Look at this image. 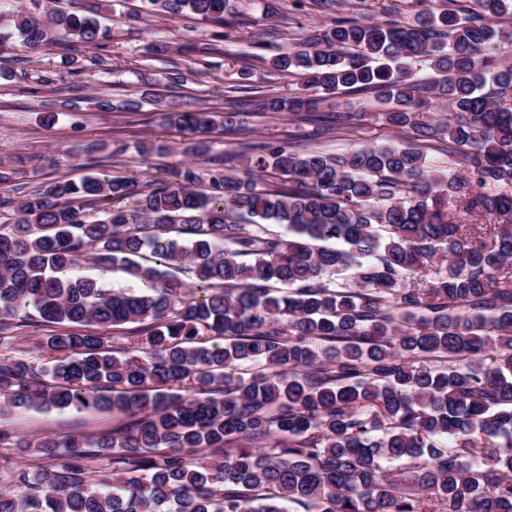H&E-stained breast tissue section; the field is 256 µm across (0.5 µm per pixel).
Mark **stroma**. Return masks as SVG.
<instances>
[{
	"mask_svg": "<svg viewBox=\"0 0 512 512\" xmlns=\"http://www.w3.org/2000/svg\"><path fill=\"white\" fill-rule=\"evenodd\" d=\"M99 7V20L111 28L112 39L105 65H92L93 50L70 56L50 46L27 57L20 36H13L0 50V169L14 173L16 182L34 189L57 180L77 181L104 170L114 176L145 181L163 177L173 167L195 162L210 166L213 156L240 151L242 144L267 141L300 143L324 152L346 151V135H313V126L287 113L260 116L241 112L237 131L216 126L209 134L210 154L192 157L190 140L178 127L165 122L156 103L172 111L224 112L226 94L241 84L242 73L265 94L290 96L298 92L295 80L270 71L257 58L258 33L265 32L275 49L288 50L300 34L325 26L316 0H305L294 10L293 0H280L278 16L268 18L260 0H237V24L228 39L214 41V25L186 22L170 15L148 17L143 0H91ZM348 16H365L374 22L411 20L422 0H344ZM169 44L163 55H151V43ZM187 72L180 87L168 88L160 76L169 66ZM50 76L42 85L41 76ZM112 104L100 111L97 100ZM141 102L139 111L126 101ZM56 113L53 124H44L43 113ZM151 146L142 155L141 145ZM75 274L92 277L114 289L151 293V282L119 266H101L83 258ZM121 413L59 411L35 406L19 407L7 419L15 435L36 440L53 435L98 436L127 423Z\"/></svg>",
	"mask_w": 512,
	"mask_h": 512,
	"instance_id": "stroma-1",
	"label": "stroma"
}]
</instances>
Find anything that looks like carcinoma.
Masks as SVG:
<instances>
[{
    "instance_id": "1",
    "label": "carcinoma",
    "mask_w": 512,
    "mask_h": 512,
    "mask_svg": "<svg viewBox=\"0 0 512 512\" xmlns=\"http://www.w3.org/2000/svg\"><path fill=\"white\" fill-rule=\"evenodd\" d=\"M146 2L149 17L234 26L232 0ZM318 2L326 26L261 57L299 92L244 85L233 105L355 136L366 114L320 106L372 92L388 106L373 120L412 142L338 154L266 142L237 169L88 175L23 194L0 227V348L46 325L138 323L143 336L120 356L77 332L47 337V363L0 355V416L37 404L140 417L36 443L0 424L1 448L47 460L9 473L0 512H512V66L484 56L512 40V0H476L472 15L432 2L383 24ZM12 29L31 53L97 49L96 66L112 40L96 18L45 14L38 0L0 10V43ZM164 116L209 149L215 113ZM436 136L459 170L416 145ZM130 198L135 209L116 207ZM147 253L163 269L137 262ZM83 254L159 288L62 276ZM22 308L37 319H17ZM94 468L112 481L89 480Z\"/></svg>"
}]
</instances>
